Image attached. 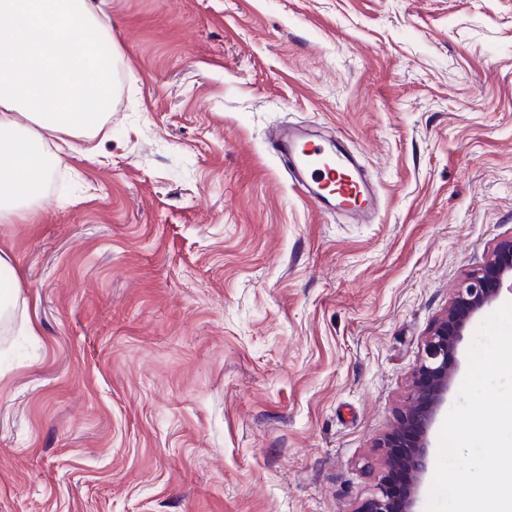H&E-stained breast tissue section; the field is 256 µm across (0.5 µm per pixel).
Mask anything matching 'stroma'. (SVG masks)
Returning <instances> with one entry per match:
<instances>
[{"label": "stroma", "mask_w": 512, "mask_h": 512, "mask_svg": "<svg viewBox=\"0 0 512 512\" xmlns=\"http://www.w3.org/2000/svg\"><path fill=\"white\" fill-rule=\"evenodd\" d=\"M97 154L0 223V512H355L464 275L512 236V0H104ZM342 138L320 212L271 145ZM273 144L294 184L319 209L347 213L360 223L371 221L377 198L353 154L335 142L323 143L295 130Z\"/></svg>", "instance_id": "stroma-1"}]
</instances>
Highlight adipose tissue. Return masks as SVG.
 Returning a JSON list of instances; mask_svg holds the SVG:
<instances>
[{"mask_svg":"<svg viewBox=\"0 0 512 512\" xmlns=\"http://www.w3.org/2000/svg\"><path fill=\"white\" fill-rule=\"evenodd\" d=\"M94 0H0V223L39 201L40 149L91 141L112 115L114 56Z\"/></svg>","mask_w":512,"mask_h":512,"instance_id":"adipose-tissue-1","label":"adipose tissue"}]
</instances>
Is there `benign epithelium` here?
Returning <instances> with one entry per match:
<instances>
[{
    "label": "benign epithelium",
    "mask_w": 512,
    "mask_h": 512,
    "mask_svg": "<svg viewBox=\"0 0 512 512\" xmlns=\"http://www.w3.org/2000/svg\"><path fill=\"white\" fill-rule=\"evenodd\" d=\"M512 288V237L500 241L485 263L457 288L432 325L412 375L407 404L375 452L383 472L357 512H416L417 491L428 470L430 432L455 381L458 345L471 321Z\"/></svg>",
    "instance_id": "7a95c632"
}]
</instances>
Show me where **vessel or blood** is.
Masks as SVG:
<instances>
[{
    "label": "vessel or blood",
    "instance_id": "vessel-or-blood-1",
    "mask_svg": "<svg viewBox=\"0 0 512 512\" xmlns=\"http://www.w3.org/2000/svg\"><path fill=\"white\" fill-rule=\"evenodd\" d=\"M274 147L294 184L319 209L349 214L360 223L371 221L377 198L353 154L337 143H323L295 130L275 139Z\"/></svg>",
    "mask_w": 512,
    "mask_h": 512
}]
</instances>
